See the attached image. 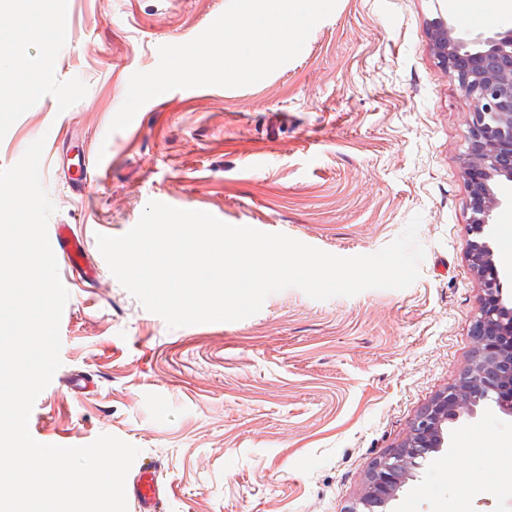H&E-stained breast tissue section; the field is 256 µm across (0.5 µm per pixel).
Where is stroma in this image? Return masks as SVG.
I'll list each match as a JSON object with an SVG mask.
<instances>
[{
	"instance_id": "1",
	"label": "stroma",
	"mask_w": 512,
	"mask_h": 512,
	"mask_svg": "<svg viewBox=\"0 0 512 512\" xmlns=\"http://www.w3.org/2000/svg\"><path fill=\"white\" fill-rule=\"evenodd\" d=\"M229 0H18L0 48L52 78L0 116V169L44 139L50 221L82 234L98 270L60 267L62 365L36 399L38 441L116 436L158 460L164 512H348L372 464L473 357L480 283L468 260L463 172L470 103L435 60L434 0H337L300 54L242 88L173 89L140 126L110 132L131 75L183 44ZM46 39L29 31L45 16ZM100 157L76 176L81 153ZM283 233L327 253L378 252L421 215L426 249L404 290L311 299L291 287L235 322L169 328L113 276L96 237L150 201ZM91 379L89 389L71 378ZM512 418L448 424L387 512H512ZM460 457L457 483L440 459Z\"/></svg>"
}]
</instances>
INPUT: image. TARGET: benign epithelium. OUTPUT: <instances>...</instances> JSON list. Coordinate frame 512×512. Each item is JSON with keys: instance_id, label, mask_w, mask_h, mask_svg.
Instances as JSON below:
<instances>
[{"instance_id": "1", "label": "benign epithelium", "mask_w": 512, "mask_h": 512, "mask_svg": "<svg viewBox=\"0 0 512 512\" xmlns=\"http://www.w3.org/2000/svg\"><path fill=\"white\" fill-rule=\"evenodd\" d=\"M430 45L437 63L455 76L470 102L464 173L472 233L480 235L503 205L499 185L512 182V27L474 35L461 31L447 10L430 23ZM468 259L481 285L474 358L459 382L415 416L403 441L371 466L366 491L348 512H376L393 500L419 466L415 449L432 453L444 447L448 420L473 417L485 402L512 417V306L504 292L512 272L494 260L484 241L469 243Z\"/></svg>"}]
</instances>
